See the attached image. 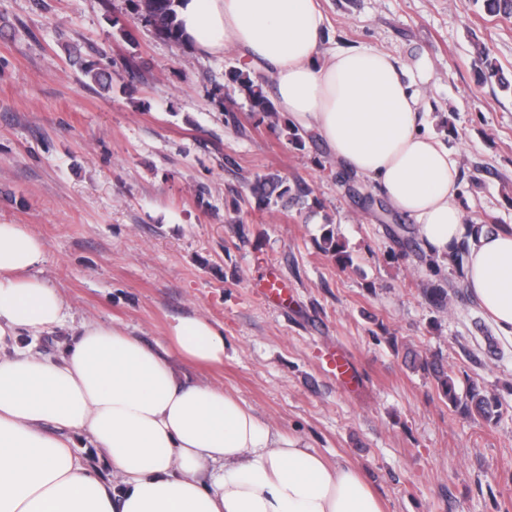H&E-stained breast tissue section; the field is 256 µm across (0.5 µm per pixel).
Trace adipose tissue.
Masks as SVG:
<instances>
[{
  "instance_id": "1",
  "label": "adipose tissue",
  "mask_w": 512,
  "mask_h": 512,
  "mask_svg": "<svg viewBox=\"0 0 512 512\" xmlns=\"http://www.w3.org/2000/svg\"><path fill=\"white\" fill-rule=\"evenodd\" d=\"M197 51H236L267 75L280 112L373 180L440 258L467 240L465 286L512 343V229L464 227L459 162L424 127L398 62L321 50L320 0H180ZM44 241L0 224V512H384L359 468L330 465L237 394L173 367L224 363V327L176 318L154 348L113 322L84 321L60 357L37 349L62 324L63 293L36 275ZM30 336L19 345V336ZM103 452L110 479L82 451Z\"/></svg>"
}]
</instances>
